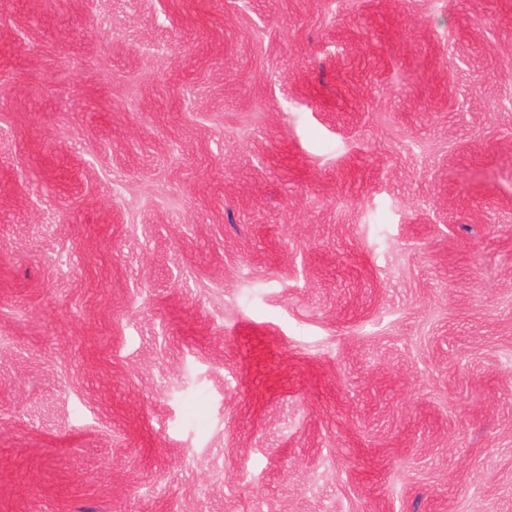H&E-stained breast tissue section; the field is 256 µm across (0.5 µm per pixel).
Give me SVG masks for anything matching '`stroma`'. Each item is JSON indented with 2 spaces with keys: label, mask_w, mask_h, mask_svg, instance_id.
<instances>
[{
  "label": "stroma",
  "mask_w": 512,
  "mask_h": 512,
  "mask_svg": "<svg viewBox=\"0 0 512 512\" xmlns=\"http://www.w3.org/2000/svg\"><path fill=\"white\" fill-rule=\"evenodd\" d=\"M0 512H512V0H0Z\"/></svg>",
  "instance_id": "stroma-1"
}]
</instances>
